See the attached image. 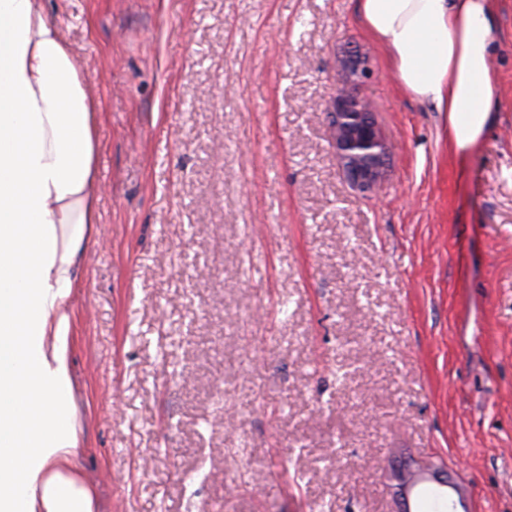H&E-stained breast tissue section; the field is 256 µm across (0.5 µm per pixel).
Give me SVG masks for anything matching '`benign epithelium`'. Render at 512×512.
Listing matches in <instances>:
<instances>
[{"label": "benign epithelium", "mask_w": 512, "mask_h": 512, "mask_svg": "<svg viewBox=\"0 0 512 512\" xmlns=\"http://www.w3.org/2000/svg\"><path fill=\"white\" fill-rule=\"evenodd\" d=\"M369 58L347 53L342 59L341 86L326 106L330 144L348 182L362 192L387 177L392 147L359 86L370 76Z\"/></svg>", "instance_id": "benign-epithelium-1"}]
</instances>
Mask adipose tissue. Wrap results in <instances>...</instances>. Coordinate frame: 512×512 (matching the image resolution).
<instances>
[{
  "label": "adipose tissue",
  "instance_id": "obj_1",
  "mask_svg": "<svg viewBox=\"0 0 512 512\" xmlns=\"http://www.w3.org/2000/svg\"><path fill=\"white\" fill-rule=\"evenodd\" d=\"M50 0H0V512H101L82 464L70 303L98 236L99 103ZM411 98L475 147L499 107L495 0H357Z\"/></svg>",
  "mask_w": 512,
  "mask_h": 512
}]
</instances>
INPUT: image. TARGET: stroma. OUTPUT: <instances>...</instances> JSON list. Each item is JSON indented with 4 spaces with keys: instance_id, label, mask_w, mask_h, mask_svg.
<instances>
[{
    "instance_id": "stroma-1",
    "label": "stroma",
    "mask_w": 512,
    "mask_h": 512,
    "mask_svg": "<svg viewBox=\"0 0 512 512\" xmlns=\"http://www.w3.org/2000/svg\"><path fill=\"white\" fill-rule=\"evenodd\" d=\"M100 103L96 244L73 296L103 512H512V0L499 110L462 156L357 0H50ZM361 47L393 159L329 144Z\"/></svg>"
}]
</instances>
